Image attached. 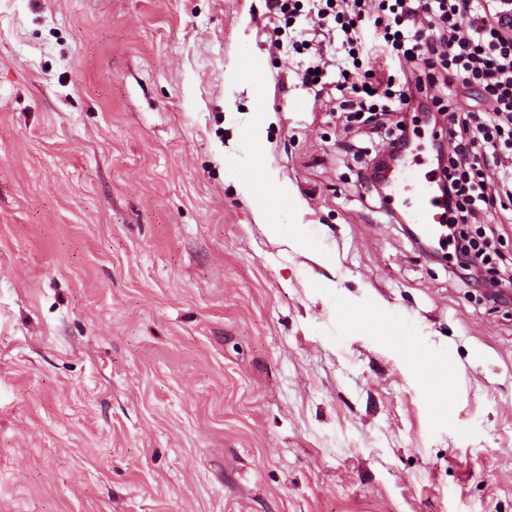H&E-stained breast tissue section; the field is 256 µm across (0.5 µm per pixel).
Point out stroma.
Returning <instances> with one entry per match:
<instances>
[{
    "label": "stroma",
    "mask_w": 512,
    "mask_h": 512,
    "mask_svg": "<svg viewBox=\"0 0 512 512\" xmlns=\"http://www.w3.org/2000/svg\"><path fill=\"white\" fill-rule=\"evenodd\" d=\"M304 25L0 0V512H512V305L358 185L394 121L302 89L310 54L272 41ZM402 119L421 148L389 181H437ZM258 166L291 194L277 238ZM484 230L511 279L512 224Z\"/></svg>",
    "instance_id": "35a3bbf8"
}]
</instances>
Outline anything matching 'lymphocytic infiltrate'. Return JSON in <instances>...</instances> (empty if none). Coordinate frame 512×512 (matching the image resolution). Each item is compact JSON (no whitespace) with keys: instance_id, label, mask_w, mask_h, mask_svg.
I'll return each mask as SVG.
<instances>
[{"instance_id":"lymphocytic-infiltrate-1","label":"lymphocytic infiltrate","mask_w":512,"mask_h":512,"mask_svg":"<svg viewBox=\"0 0 512 512\" xmlns=\"http://www.w3.org/2000/svg\"><path fill=\"white\" fill-rule=\"evenodd\" d=\"M364 0H325L319 24L334 22L343 35L347 59L335 83L355 95L357 112L388 115L427 111L430 87L448 98V137L454 142L442 169L448 183L437 204L447 233L440 242L455 252L483 256L471 226L478 215L500 207L512 223V0H378L374 34L366 36ZM411 62L414 73L394 77L390 69ZM446 73L435 76V63ZM362 74L353 82L349 70ZM480 89L490 109L472 110L459 88Z\"/></svg>"}]
</instances>
